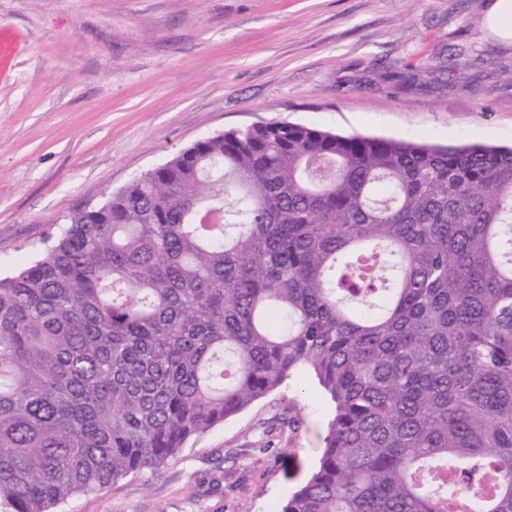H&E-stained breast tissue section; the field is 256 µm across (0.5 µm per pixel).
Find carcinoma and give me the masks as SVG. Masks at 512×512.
<instances>
[{
    "instance_id": "obj_1",
    "label": "carcinoma",
    "mask_w": 512,
    "mask_h": 512,
    "mask_svg": "<svg viewBox=\"0 0 512 512\" xmlns=\"http://www.w3.org/2000/svg\"><path fill=\"white\" fill-rule=\"evenodd\" d=\"M310 369L277 512H512V148L209 136L0 278V512L153 469Z\"/></svg>"
}]
</instances>
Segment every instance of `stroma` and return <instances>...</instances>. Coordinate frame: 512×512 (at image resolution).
<instances>
[{
  "label": "stroma",
  "instance_id": "stroma-1",
  "mask_svg": "<svg viewBox=\"0 0 512 512\" xmlns=\"http://www.w3.org/2000/svg\"><path fill=\"white\" fill-rule=\"evenodd\" d=\"M491 0H0V275L206 137L274 122L512 147ZM333 404L306 369L59 512H277Z\"/></svg>",
  "mask_w": 512,
  "mask_h": 512
}]
</instances>
